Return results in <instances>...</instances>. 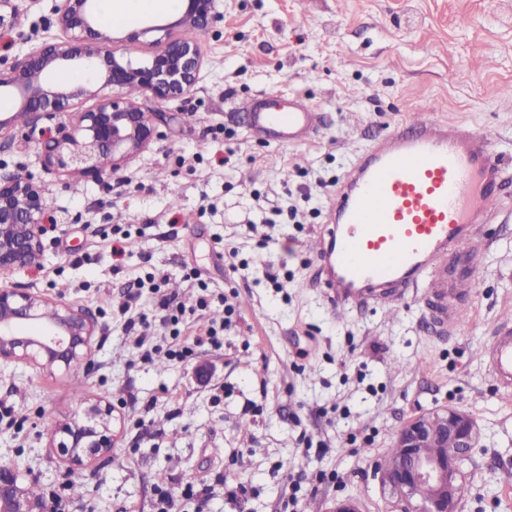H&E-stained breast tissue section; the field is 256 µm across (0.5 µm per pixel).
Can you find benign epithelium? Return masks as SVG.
<instances>
[{
    "label": "benign epithelium",
    "instance_id": "7a95c632",
    "mask_svg": "<svg viewBox=\"0 0 512 512\" xmlns=\"http://www.w3.org/2000/svg\"><path fill=\"white\" fill-rule=\"evenodd\" d=\"M214 0H186L173 24L138 26L127 39L158 35V47L134 67L112 51V28L96 10V0H62L56 9L60 36L45 40L10 67L0 69V93L18 103V113L34 124L66 116L56 135L42 143V163L76 177L103 179L99 159L112 162L139 152L153 138V112H144L120 96H102L105 87L136 86L160 101L179 98L194 86L202 66L198 44L171 37L175 27L203 31L213 19ZM81 69L101 81L72 85L55 79L60 70ZM97 100L89 109L80 102ZM45 187L32 176L0 178V274L31 266L44 257ZM96 321L70 303L25 286L0 289V363H24L45 372L82 363ZM114 408L98 401L80 417L57 428L53 447L68 462L107 456L113 445ZM398 453L375 465L388 492L387 512H460L468 473L483 448L477 421L466 411L446 406L423 412L405 423L395 440ZM21 475L0 467V512H45L42 501L28 499Z\"/></svg>",
    "mask_w": 512,
    "mask_h": 512
}]
</instances>
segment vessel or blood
Returning a JSON list of instances; mask_svg holds the SVG:
<instances>
[{"label":"vessel or blood","instance_id":"1","mask_svg":"<svg viewBox=\"0 0 512 512\" xmlns=\"http://www.w3.org/2000/svg\"><path fill=\"white\" fill-rule=\"evenodd\" d=\"M248 130L266 143L302 145L321 127L301 96L246 105ZM512 188V171L490 136L463 122L408 119L355 157L316 233V287L343 309L392 306L416 296L440 335H457L475 288L478 234ZM483 361L499 389L512 390V327L501 326Z\"/></svg>","mask_w":512,"mask_h":512}]
</instances>
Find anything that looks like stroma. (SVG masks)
Returning a JSON list of instances; mask_svg holds the SVG:
<instances>
[{
	"mask_svg": "<svg viewBox=\"0 0 512 512\" xmlns=\"http://www.w3.org/2000/svg\"><path fill=\"white\" fill-rule=\"evenodd\" d=\"M59 2L14 0L19 23L0 28V68L56 34ZM215 10L196 36L202 66L187 94L129 91L164 119L104 182L75 191L66 173L44 171L41 140L54 122L27 134L15 100L0 97V114L16 117L0 131V177L43 180L47 227L43 261L0 275V287L48 292L103 329L90 369L0 366V466L38 482L48 512L59 499L65 512H154L162 486L176 512H284L292 472L308 477L301 512L345 497L385 512L376 462L412 417L454 404L484 431L462 512H512V392L497 390L479 355L512 322V198L480 230L481 276L456 336L435 335L410 299L391 312L335 307L309 284L306 247L353 154L420 110L492 133L512 160V0H216ZM280 92L320 112L312 142L250 136L243 102ZM119 231L128 241L117 256ZM229 250L244 266L226 263ZM152 273L187 312L171 323L143 291L140 347L119 306ZM210 294L226 295L236 317L202 341L224 317L221 304L197 308ZM78 384L86 401L112 404L116 438L108 456L72 469L50 442L79 408ZM224 475L251 486L246 502L229 499ZM74 478L82 496L68 487ZM189 484L200 497L180 500Z\"/></svg>",
	"mask_w": 512,
	"mask_h": 512,
	"instance_id": "1",
	"label": "stroma"
}]
</instances>
